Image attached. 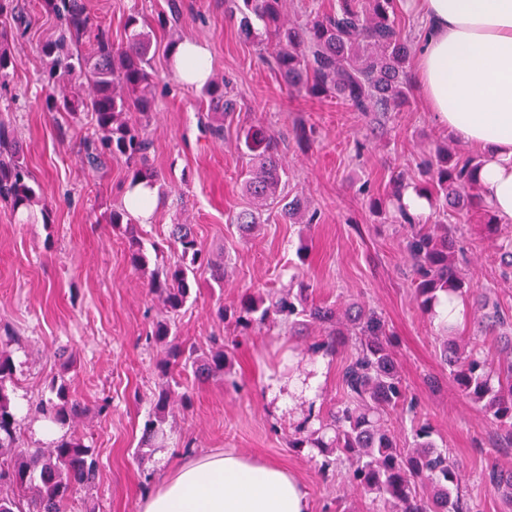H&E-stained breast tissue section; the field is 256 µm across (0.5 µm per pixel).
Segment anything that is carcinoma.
Wrapping results in <instances>:
<instances>
[{"mask_svg": "<svg viewBox=\"0 0 512 512\" xmlns=\"http://www.w3.org/2000/svg\"><path fill=\"white\" fill-rule=\"evenodd\" d=\"M230 12L239 16L240 31L248 39H267L275 69L299 92L314 98L336 99L377 125L408 101V64L414 54L410 37L394 19L395 0H367L361 8L357 0H339L330 12L314 15L306 23L293 26L282 20L285 0H229ZM41 9L59 23V36L45 44V104L52 112L92 113L96 137L88 145V162L99 168L108 157L125 160L130 171L129 185L159 182L158 173L148 165L152 147L147 121L155 106L152 78L146 66L152 48L150 36L138 30L135 17L126 23V45L114 47L109 30L87 11L82 0H40ZM12 32L0 28V86L8 81L18 61L11 53ZM75 43L83 51L73 54L65 46ZM93 85L85 99L67 93L75 78ZM210 106L208 128L224 131V121L233 116V99L228 84L211 80L203 88ZM136 112L140 119L133 120ZM241 154L249 161L244 174V191L253 208L235 216L239 230L247 234L259 224L264 208L276 204L288 221L313 224L317 211L299 197L291 200L281 189L285 170L278 143L262 126L240 125L236 131ZM481 165L479 156H459L439 149L423 162L422 184L435 203L443 202L458 213L477 208L488 214L485 230L497 238L502 276L512 277V236L501 231L491 216L481 186L473 172ZM23 147L9 127L0 122V201L10 203L16 215L31 213L37 193ZM405 174L392 176L388 205L407 228L405 253L413 272L416 297L421 311L435 316L442 301L462 303L469 298L480 309L472 335H459V322L448 318L438 324L443 336L441 360L448 366L463 396L480 405L490 423L506 432L512 443V319L507 317L496 296L474 295L459 266L465 243L448 224H421L412 221L402 208L400 189ZM108 221L125 227L130 235L129 261L136 269L149 265L144 244L135 234V225L125 206L112 209ZM171 237L179 252L173 263H157L150 273L149 288L167 312H179L198 286L197 273L210 271L216 282L224 281L227 265L215 262L198 242L192 225L174 224ZM276 316L288 330L317 324L325 333L316 351L326 356L336 353L338 337L351 343V355L342 369L343 399L314 429L302 423L288 440L290 448H319L336 454V461L320 464L326 473L333 464L345 466L344 481L372 501L387 506V512H478L477 506L460 491L459 462L438 447L427 425L414 429L413 445L399 448L384 422L391 410L415 414V403L403 387L385 318L376 310L363 309L340 314L331 305L316 304L308 298V286L290 281L278 292L266 296L249 295L237 310L236 322L248 328ZM171 327L156 323L152 336L166 346L163 375L175 368L195 366L199 377L222 373L229 353L214 345L203 357L170 338ZM480 336L496 337V345L486 350ZM14 378L12 358L0 351V512H64L74 491L91 485L96 467L89 450L71 437H61L43 448L24 447L19 420L5 384ZM168 391L161 390L155 415L144 424L145 445L153 448L162 434ZM37 412L45 420L64 427L84 412L72 398L67 385H60L55 397L40 402ZM481 483L497 491L512 504V469L493 465L481 473Z\"/></svg>", "mask_w": 512, "mask_h": 512, "instance_id": "obj_1", "label": "carcinoma"}]
</instances>
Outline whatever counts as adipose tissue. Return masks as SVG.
Listing matches in <instances>:
<instances>
[{
  "label": "adipose tissue",
  "instance_id": "adipose-tissue-1",
  "mask_svg": "<svg viewBox=\"0 0 512 512\" xmlns=\"http://www.w3.org/2000/svg\"><path fill=\"white\" fill-rule=\"evenodd\" d=\"M422 25L410 78L438 125L482 153L476 173L497 219L512 222V0H401ZM181 84L202 87L210 52L192 39L169 55ZM140 512H310L299 479L232 451L185 458Z\"/></svg>",
  "mask_w": 512,
  "mask_h": 512
}]
</instances>
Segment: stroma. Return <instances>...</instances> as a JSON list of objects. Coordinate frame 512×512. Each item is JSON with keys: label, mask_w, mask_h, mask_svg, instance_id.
Wrapping results in <instances>:
<instances>
[{"label": "stroma", "mask_w": 512, "mask_h": 512, "mask_svg": "<svg viewBox=\"0 0 512 512\" xmlns=\"http://www.w3.org/2000/svg\"><path fill=\"white\" fill-rule=\"evenodd\" d=\"M88 7L114 45L125 43L132 16L151 37L155 109L147 131L159 196L151 223L136 231L145 245H156L161 260L173 262L170 229L190 224L207 253L228 260L223 283L198 272L199 285L172 332L197 350L220 341L231 353L219 375L199 378L188 369L161 376L165 349L152 331L166 313L148 288L149 271L128 260V236L106 220L124 201L127 166L110 159L91 168L85 150L93 133L90 114L47 111L42 47L58 27L28 0L24 33L11 45L18 66L0 87V121L21 141L47 211L21 224L0 202V350L10 353L16 369L7 391L12 402L25 405L18 419L26 447L41 444L35 406L50 397L52 381L65 380L86 408L70 433L88 448L97 478L75 493L67 512H139L162 465L220 450L293 471L312 512H376L370 498L343 484L340 472L321 473L317 449L288 445L304 409L325 413L340 401L349 348L315 355L320 329L292 336L273 319L247 330L235 323L242 296L278 291L294 275L308 283L314 302L358 303L382 313L402 380L417 402L416 418L429 422L438 447L459 461L462 484L479 512H512L477 481L491 465L512 467V447L443 368L440 334L416 301L405 230L392 211L370 207L389 192L392 173L414 176L421 152L450 142L419 93H410L386 133L375 138L359 113L295 93L268 64V49L241 35L224 0H180L173 19L165 0H89ZM161 14L167 17L162 25ZM184 38L205 44L213 77L232 83L234 124L223 135L200 130L198 114L207 107L202 89L182 86L168 69L167 44ZM237 124L263 126L277 139L288 172L284 192L307 197L319 212L317 224H292L280 209L267 208L252 234L238 230L234 217L251 200L242 188L247 160L235 146ZM300 125L313 131L306 151L295 139ZM430 219L456 226L466 241L464 270L474 291L494 292L512 310V280L501 276L481 211ZM222 309L227 317H219ZM288 366L308 377L322 370L323 380L313 399L294 394L276 408L266 394ZM164 389L169 406L161 447L154 450L142 446L141 437Z\"/></svg>", "instance_id": "35a3bbf8"}]
</instances>
